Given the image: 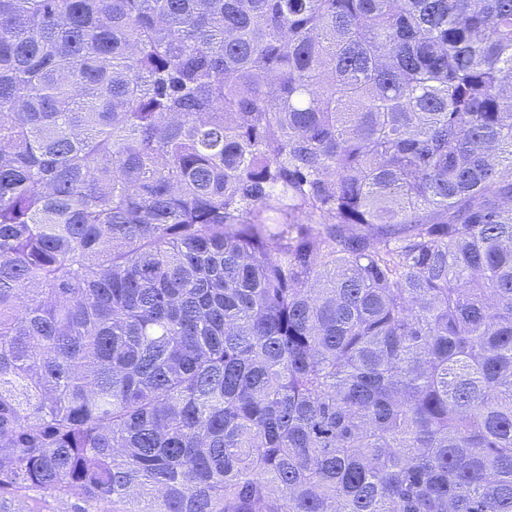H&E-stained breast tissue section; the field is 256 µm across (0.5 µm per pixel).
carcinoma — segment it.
Segmentation results:
<instances>
[{"mask_svg": "<svg viewBox=\"0 0 512 512\" xmlns=\"http://www.w3.org/2000/svg\"><path fill=\"white\" fill-rule=\"evenodd\" d=\"M512 512V0H0V512Z\"/></svg>", "mask_w": 512, "mask_h": 512, "instance_id": "carcinoma-1", "label": "carcinoma"}]
</instances>
